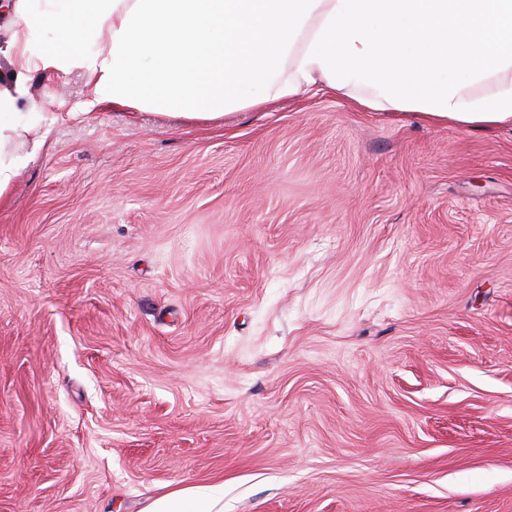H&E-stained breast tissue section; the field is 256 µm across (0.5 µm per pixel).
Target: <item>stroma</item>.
I'll return each mask as SVG.
<instances>
[{
	"label": "stroma",
	"mask_w": 512,
	"mask_h": 512,
	"mask_svg": "<svg viewBox=\"0 0 512 512\" xmlns=\"http://www.w3.org/2000/svg\"><path fill=\"white\" fill-rule=\"evenodd\" d=\"M88 97L0 201V512H512V128Z\"/></svg>",
	"instance_id": "obj_1"
}]
</instances>
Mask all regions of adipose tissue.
Here are the masks:
<instances>
[{"mask_svg":"<svg viewBox=\"0 0 512 512\" xmlns=\"http://www.w3.org/2000/svg\"><path fill=\"white\" fill-rule=\"evenodd\" d=\"M0 75V197L31 70L81 69L87 108L217 121L325 89L376 112L512 127V0H15ZM54 29L53 42L40 40Z\"/></svg>","mask_w":512,"mask_h":512,"instance_id":"adipose-tissue-1","label":"adipose tissue"}]
</instances>
